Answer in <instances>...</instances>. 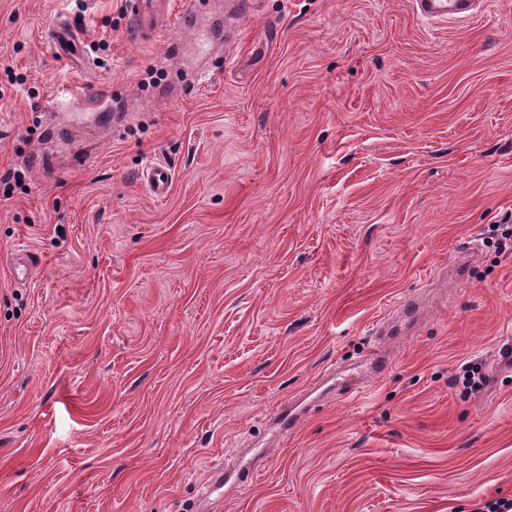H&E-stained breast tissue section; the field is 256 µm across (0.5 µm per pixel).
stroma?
Returning <instances> with one entry per match:
<instances>
[{
    "mask_svg": "<svg viewBox=\"0 0 512 512\" xmlns=\"http://www.w3.org/2000/svg\"><path fill=\"white\" fill-rule=\"evenodd\" d=\"M185 37L133 38L126 0H0V175H23L0 196V512L512 500V248L490 237L512 228V0L438 24L412 0H253L200 82L169 56ZM88 88L115 119L67 108ZM18 250L41 260L25 285ZM376 345L387 370L345 393ZM467 360L476 394L452 383ZM243 448L258 477L202 498ZM52 44L60 52L73 54L84 51V41L80 34L68 24L54 27L50 35ZM141 178L147 184L151 194L157 199L166 198L172 188V168L161 161L151 162L141 173Z\"/></svg>",
    "mask_w": 512,
    "mask_h": 512,
    "instance_id": "1",
    "label": "stroma"
}]
</instances>
